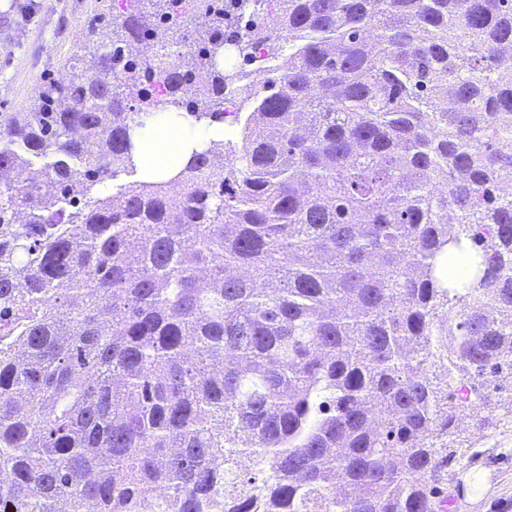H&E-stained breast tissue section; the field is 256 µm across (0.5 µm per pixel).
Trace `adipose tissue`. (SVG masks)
<instances>
[{
  "mask_svg": "<svg viewBox=\"0 0 512 512\" xmlns=\"http://www.w3.org/2000/svg\"><path fill=\"white\" fill-rule=\"evenodd\" d=\"M190 122L185 111L173 110L154 120L148 135H134V161L142 180L169 179L190 162Z\"/></svg>",
  "mask_w": 512,
  "mask_h": 512,
  "instance_id": "adipose-tissue-1",
  "label": "adipose tissue"
}]
</instances>
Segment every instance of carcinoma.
I'll use <instances>...</instances> for the list:
<instances>
[{
    "label": "carcinoma",
    "mask_w": 512,
    "mask_h": 512,
    "mask_svg": "<svg viewBox=\"0 0 512 512\" xmlns=\"http://www.w3.org/2000/svg\"><path fill=\"white\" fill-rule=\"evenodd\" d=\"M237 2L127 0L0 121V512H435L448 388L512 372V0ZM232 94L235 138L91 194ZM184 110H172L150 123V132L133 133L134 161L139 176L145 181L167 180L191 160L195 146L187 133L193 120Z\"/></svg>",
    "instance_id": "1"
}]
</instances>
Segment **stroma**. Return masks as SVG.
Returning <instances> with one entry per match:
<instances>
[{"label":"stroma","mask_w":512,"mask_h":512,"mask_svg":"<svg viewBox=\"0 0 512 512\" xmlns=\"http://www.w3.org/2000/svg\"><path fill=\"white\" fill-rule=\"evenodd\" d=\"M121 0H0V116L28 110L44 80L87 71L103 33L88 22L115 14ZM460 412L448 439L455 512H512V376L498 377Z\"/></svg>","instance_id":"1"}]
</instances>
